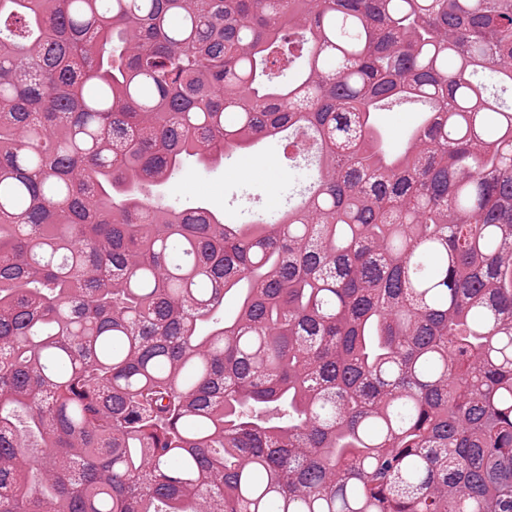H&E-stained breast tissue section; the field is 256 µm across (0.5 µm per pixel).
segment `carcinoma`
Segmentation results:
<instances>
[{
    "label": "carcinoma",
    "mask_w": 512,
    "mask_h": 512,
    "mask_svg": "<svg viewBox=\"0 0 512 512\" xmlns=\"http://www.w3.org/2000/svg\"><path fill=\"white\" fill-rule=\"evenodd\" d=\"M489 80L512 0H0V512H512ZM286 130L281 218L165 202ZM422 113L419 105L411 104L378 112L377 121L387 134V147L391 152L404 148L406 135L419 124Z\"/></svg>",
    "instance_id": "carcinoma-1"
}]
</instances>
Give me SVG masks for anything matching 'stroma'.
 <instances>
[{"label":"stroma","mask_w":512,"mask_h":512,"mask_svg":"<svg viewBox=\"0 0 512 512\" xmlns=\"http://www.w3.org/2000/svg\"><path fill=\"white\" fill-rule=\"evenodd\" d=\"M419 106L402 105L378 113L377 121L387 135L390 151H401L405 137L420 122ZM268 155L270 164L256 176L242 175V155L216 168L186 166L170 179L163 189L167 203L180 207L201 201L224 216L225 223L244 224L257 217L284 212L288 204L297 203L300 193L308 189L317 166L295 164L285 158L279 141L268 140L255 147Z\"/></svg>","instance_id":"stroma-1"}]
</instances>
